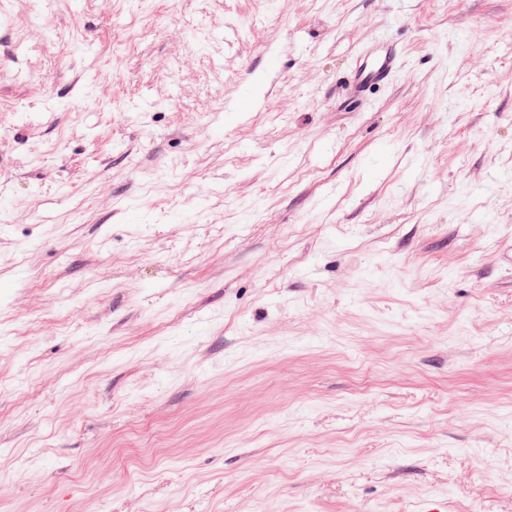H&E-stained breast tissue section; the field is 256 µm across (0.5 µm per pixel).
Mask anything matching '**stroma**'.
I'll use <instances>...</instances> for the list:
<instances>
[{"label":"stroma","mask_w":512,"mask_h":512,"mask_svg":"<svg viewBox=\"0 0 512 512\" xmlns=\"http://www.w3.org/2000/svg\"><path fill=\"white\" fill-rule=\"evenodd\" d=\"M0 512H512V0H0ZM401 56L394 43L383 40L361 50L354 71V87L359 93L392 82Z\"/></svg>","instance_id":"stroma-1"}]
</instances>
